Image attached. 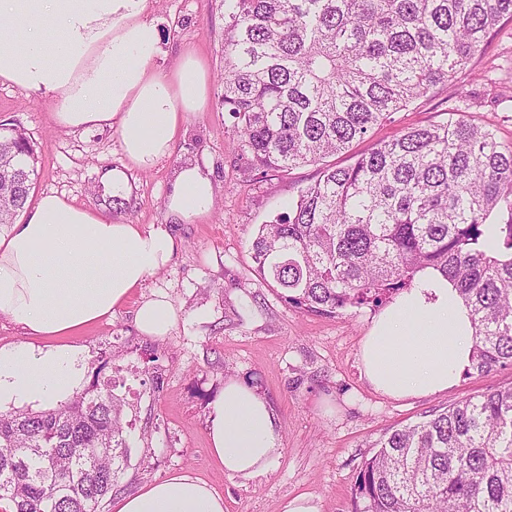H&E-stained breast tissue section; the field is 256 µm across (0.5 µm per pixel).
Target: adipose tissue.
Listing matches in <instances>:
<instances>
[{"label": "adipose tissue", "instance_id": "ef3b65f1", "mask_svg": "<svg viewBox=\"0 0 512 512\" xmlns=\"http://www.w3.org/2000/svg\"><path fill=\"white\" fill-rule=\"evenodd\" d=\"M147 0H0V15L23 23L20 37L0 35V82L54 101L68 129L117 126L129 166L147 171L171 154L189 115L208 97L203 60L184 50L160 70L162 37ZM215 188L199 165L182 164L166 197L173 221L210 213ZM174 236L42 194L25 219L0 235V317L20 326L25 342L0 346V411L19 405L53 409L85 379L77 335L110 320L146 278L164 268ZM179 313L164 293L142 301L135 323L170 336ZM475 329L452 283L435 270L374 321L360 362L377 391L396 398L453 387L471 363ZM210 451L230 476L269 467L281 434L268 402L238 381L211 405ZM114 512H224V497L205 481L176 474L116 498Z\"/></svg>", "mask_w": 512, "mask_h": 512}]
</instances>
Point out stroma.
Wrapping results in <instances>:
<instances>
[{
  "label": "stroma",
  "mask_w": 512,
  "mask_h": 512,
  "mask_svg": "<svg viewBox=\"0 0 512 512\" xmlns=\"http://www.w3.org/2000/svg\"><path fill=\"white\" fill-rule=\"evenodd\" d=\"M159 25L160 69L173 68L185 48L204 60L208 103L192 115L170 156L153 169L126 168L117 128L69 130L53 119V102L0 84V122L16 123L33 141L39 176L34 195L56 192L75 204L108 213L112 195L100 184L106 169L125 168L129 195L122 220L156 224L177 239L171 262L150 275L110 321L74 336L88 371L112 362L116 392L127 402L130 466L118 494L180 473L198 477L224 496V512H283L306 496L319 512H352V491L366 459L391 430L424 420L469 396L512 386V366L460 376L447 391L393 398L378 393L361 374L360 348L378 308H349L325 315L286 300L255 271L251 242L259 225L285 212L313 182V166L267 176L251 170L234 119L221 104L224 71V0H149ZM466 77L469 97L457 102L454 84L441 85L393 122L374 127L369 139L333 156L345 167L373 143L407 127L444 122L458 105L473 122L493 127L512 145V20H501ZM211 174V212L192 224H175L165 199L182 160ZM165 293L180 313L170 336L142 334L135 313L142 300ZM162 387L153 391L152 372ZM235 379L272 405L281 451L266 471L227 476L213 460L208 439L210 405Z\"/></svg>",
  "instance_id": "1"
}]
</instances>
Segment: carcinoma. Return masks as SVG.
<instances>
[{
  "mask_svg": "<svg viewBox=\"0 0 512 512\" xmlns=\"http://www.w3.org/2000/svg\"><path fill=\"white\" fill-rule=\"evenodd\" d=\"M512 0H224V111L254 170L317 167L252 240L256 272L332 315L379 306L431 268L475 329L465 374L512 366V146L451 107L346 167L326 158L470 71ZM35 149L0 136V224L25 208ZM506 213V224L494 222ZM106 365L63 409L0 413V500L15 512H104L129 467L126 402ZM353 512H512V386L393 430L366 460Z\"/></svg>",
  "mask_w": 512,
  "mask_h": 512,
  "instance_id": "obj_1",
  "label": "carcinoma"
}]
</instances>
